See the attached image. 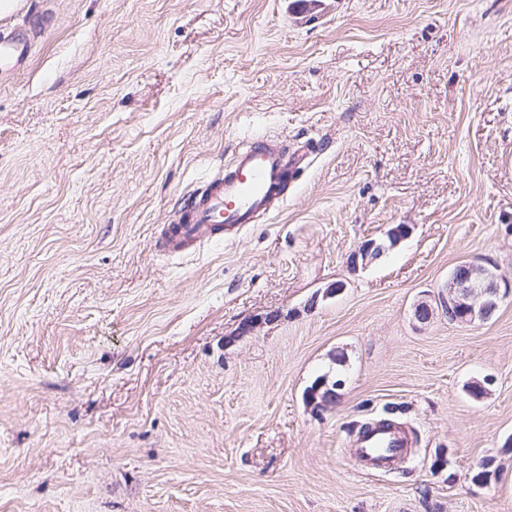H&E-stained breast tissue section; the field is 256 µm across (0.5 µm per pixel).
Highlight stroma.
Segmentation results:
<instances>
[{
	"mask_svg": "<svg viewBox=\"0 0 512 512\" xmlns=\"http://www.w3.org/2000/svg\"><path fill=\"white\" fill-rule=\"evenodd\" d=\"M2 25L31 61L0 69V512H512V0H28ZM257 137L312 151L287 203L161 253ZM464 263L498 278L487 319L439 305ZM380 418L416 439L403 471L350 457Z\"/></svg>",
	"mask_w": 512,
	"mask_h": 512,
	"instance_id": "obj_1",
	"label": "stroma"
}]
</instances>
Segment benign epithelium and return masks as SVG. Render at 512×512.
Masks as SVG:
<instances>
[{
	"mask_svg": "<svg viewBox=\"0 0 512 512\" xmlns=\"http://www.w3.org/2000/svg\"><path fill=\"white\" fill-rule=\"evenodd\" d=\"M448 295L452 302L467 310L468 321L485 319L495 309L499 285L486 269L473 264L456 268L448 280Z\"/></svg>",
	"mask_w": 512,
	"mask_h": 512,
	"instance_id": "1",
	"label": "benign epithelium"
}]
</instances>
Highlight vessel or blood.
<instances>
[{"label": "vessel or blood", "mask_w": 512, "mask_h": 512, "mask_svg": "<svg viewBox=\"0 0 512 512\" xmlns=\"http://www.w3.org/2000/svg\"><path fill=\"white\" fill-rule=\"evenodd\" d=\"M29 58L27 35L17 29H0V68L18 70ZM307 154L306 147L290 149L271 138L249 142L165 225L163 252L199 250L255 223L259 215L271 211L274 202L287 200ZM407 445L399 429L375 426L358 437L356 460L363 467L379 470L385 468L387 457L400 454Z\"/></svg>", "instance_id": "1"}]
</instances>
